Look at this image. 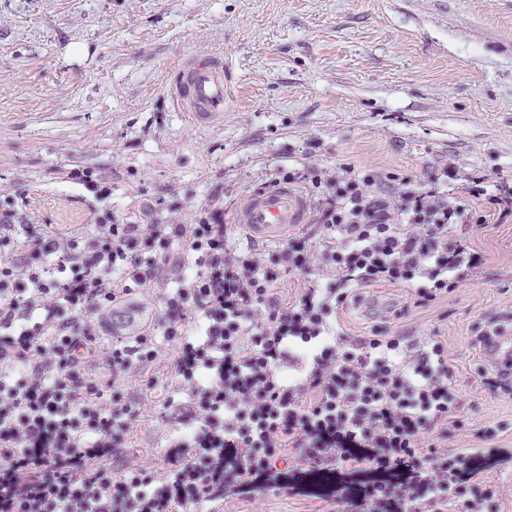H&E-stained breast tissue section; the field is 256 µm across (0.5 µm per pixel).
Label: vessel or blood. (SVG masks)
Listing matches in <instances>:
<instances>
[{
  "instance_id": "b4317fda",
  "label": "vessel or blood",
  "mask_w": 512,
  "mask_h": 512,
  "mask_svg": "<svg viewBox=\"0 0 512 512\" xmlns=\"http://www.w3.org/2000/svg\"><path fill=\"white\" fill-rule=\"evenodd\" d=\"M173 94L179 111L194 121L209 123L224 114V59L212 55L186 62L177 72ZM308 209L303 196L285 185L249 194L236 213L251 238L274 241L288 228L302 224Z\"/></svg>"
}]
</instances>
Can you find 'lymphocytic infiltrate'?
<instances>
[{
  "mask_svg": "<svg viewBox=\"0 0 512 512\" xmlns=\"http://www.w3.org/2000/svg\"><path fill=\"white\" fill-rule=\"evenodd\" d=\"M456 170L423 182L277 167L275 183L307 186L314 219L264 252L242 243L216 198L190 224L106 209L81 236L20 223L12 200L0 203V512H216L228 489L288 492L270 481L288 447L306 475L394 473L338 497L359 512H500L484 449L424 445L460 425L445 343L351 338L339 318L361 288L406 287L423 307L482 266L457 228L512 219V186L474 179L466 207L448 195ZM287 271L304 279L289 301L275 291ZM135 293L155 299L152 327L98 347ZM166 345L176 394L164 402L165 466L113 472L140 408L82 364L118 379Z\"/></svg>",
  "mask_w": 512,
  "mask_h": 512,
  "instance_id": "obj_1",
  "label": "lymphocytic infiltrate"
}]
</instances>
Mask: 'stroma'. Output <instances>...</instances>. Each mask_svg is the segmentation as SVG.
<instances>
[{
    "label": "stroma",
    "mask_w": 512,
    "mask_h": 512,
    "mask_svg": "<svg viewBox=\"0 0 512 512\" xmlns=\"http://www.w3.org/2000/svg\"><path fill=\"white\" fill-rule=\"evenodd\" d=\"M224 57L223 120L180 112L171 85L192 59ZM455 162L512 182V0H0V200L26 223L81 232L108 207L192 223L217 196L233 223L274 167L341 163L423 177ZM74 167L112 184L97 199ZM485 256L448 298L415 307L369 287L347 304L349 336L438 335L464 425L429 444L512 448V394L489 389L477 335L512 326V222L466 230ZM172 353L134 365L116 391L142 410L116 469L160 467ZM486 427L492 440L481 438ZM224 512H336L327 495L231 496Z\"/></svg>",
    "instance_id": "stroma-1"
}]
</instances>
